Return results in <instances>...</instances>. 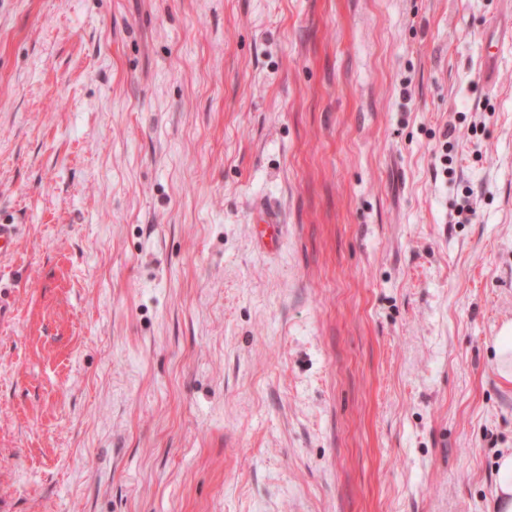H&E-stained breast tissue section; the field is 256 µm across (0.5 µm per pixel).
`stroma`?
Segmentation results:
<instances>
[{
	"mask_svg": "<svg viewBox=\"0 0 512 512\" xmlns=\"http://www.w3.org/2000/svg\"><path fill=\"white\" fill-rule=\"evenodd\" d=\"M511 11L0 0V512H493ZM255 233L264 248L275 249L280 240L281 219L274 210L259 209L256 213Z\"/></svg>",
	"mask_w": 512,
	"mask_h": 512,
	"instance_id": "35a3bbf8",
	"label": "stroma"
}]
</instances>
